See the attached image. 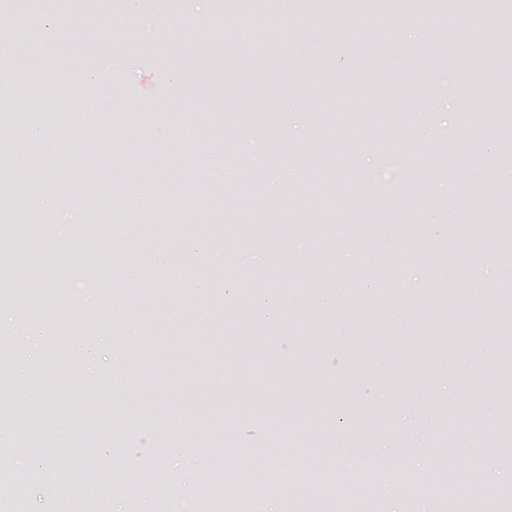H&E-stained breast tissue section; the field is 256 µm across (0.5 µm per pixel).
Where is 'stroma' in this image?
<instances>
[{
	"label": "stroma",
	"mask_w": 512,
	"mask_h": 512,
	"mask_svg": "<svg viewBox=\"0 0 512 512\" xmlns=\"http://www.w3.org/2000/svg\"><path fill=\"white\" fill-rule=\"evenodd\" d=\"M80 9L107 27L87 33L64 2L54 28L24 32L38 64L14 74L45 75L51 97H67L55 68L62 38L78 47L83 74L111 73L109 84L82 86L100 103L87 135L62 120L36 143L74 198L91 177L109 206L89 224L52 196L26 198L20 215L48 218L40 251L58 272L43 285L51 309L31 318L0 304V338L41 327L35 363L51 345L87 351L66 386L44 379L10 393L43 408L44 445L79 437L92 452L84 483L111 512L155 505L139 489L146 460L175 486L242 475L246 494L231 490L211 512H285L276 471L303 475L299 512H336L354 481V447L364 474L392 472L370 487L382 512H503L512 375L498 359L512 352V268L502 259L512 209L492 198H512V166L494 150L512 140V0L474 13L475 43L426 0L391 13L372 0H321L316 14L296 12L250 43L226 29L224 0H180L168 36L147 16L111 18L110 0ZM447 58L452 99L435 90ZM173 112L185 115L176 127ZM119 123L126 136L116 141ZM445 128L456 138H442ZM388 152L403 168L375 179ZM229 173L242 187L260 182L255 210L224 195ZM143 215L164 218L145 242ZM245 247L258 262L226 294V262ZM132 249L167 277L129 303ZM90 252L101 291L79 307L70 290ZM117 370L130 386L114 387ZM65 402L104 414L103 429L59 420ZM452 417L470 428L449 433ZM183 456L195 458L193 472L179 467ZM67 460L60 453L46 479L24 484V512H72L70 496L45 485ZM450 462L462 472L479 463L488 496L445 507L420 486Z\"/></svg>",
	"instance_id": "1"
}]
</instances>
